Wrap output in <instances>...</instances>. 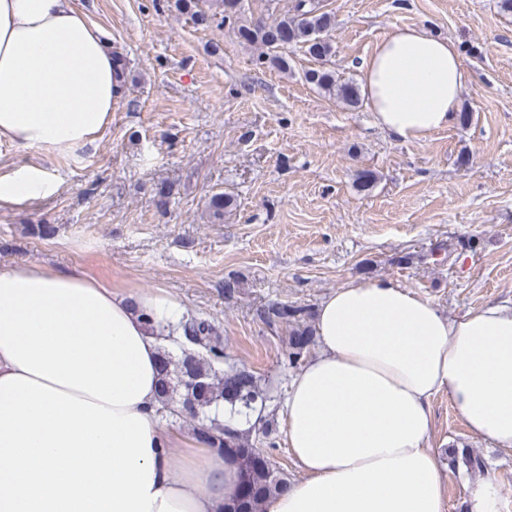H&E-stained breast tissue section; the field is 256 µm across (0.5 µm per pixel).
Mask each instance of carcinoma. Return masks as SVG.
I'll return each instance as SVG.
<instances>
[{"mask_svg": "<svg viewBox=\"0 0 512 512\" xmlns=\"http://www.w3.org/2000/svg\"><path fill=\"white\" fill-rule=\"evenodd\" d=\"M196 26L209 28L229 24L236 37L247 45L261 49L259 58L281 70L288 69V61L279 50L296 45L310 57L321 60L332 53V12L325 11L318 0H295L292 10L270 24L241 20L240 0H212L202 8L196 0H179ZM306 82L323 92L342 99L350 106L360 102L358 90L349 83L336 79L334 72L324 68H311L304 73ZM234 198L218 192L211 196L208 209L214 221L224 220L231 211ZM310 312L307 307L270 303L257 310L259 321L265 325L283 324L288 329V345L284 363L296 366L314 344V331L306 324ZM167 336L177 339L181 354L161 353L159 406L171 416L185 417L194 423L197 441L205 447L223 452L224 438L244 454L233 463L234 489L225 508L227 512H264L269 498L277 493L285 480L280 477L275 463L259 464L255 461L256 445L250 431L240 429L219 419L215 410L230 406L233 414L248 417L264 408L250 402V398L263 399L265 390L259 377L246 367H233L222 372L217 365L224 359V343L212 321L190 316L175 325L167 326ZM451 467L463 465L471 472L485 469L484 460L468 449H448Z\"/></svg>", "mask_w": 512, "mask_h": 512, "instance_id": "obj_1", "label": "carcinoma"}]
</instances>
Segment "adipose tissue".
<instances>
[{
    "label": "adipose tissue",
    "instance_id": "adipose-tissue-1",
    "mask_svg": "<svg viewBox=\"0 0 512 512\" xmlns=\"http://www.w3.org/2000/svg\"><path fill=\"white\" fill-rule=\"evenodd\" d=\"M376 126L428 138L467 85L453 41L387 34L359 66ZM121 74L72 0H0V141L93 146ZM181 318L163 292H119L69 271L0 270V512H223L233 466L188 455L162 427L158 343ZM320 349L293 378L286 437L303 473L265 512H445L428 443L447 394L472 435L512 448V305L451 318L389 279L323 301Z\"/></svg>",
    "mask_w": 512,
    "mask_h": 512
}]
</instances>
